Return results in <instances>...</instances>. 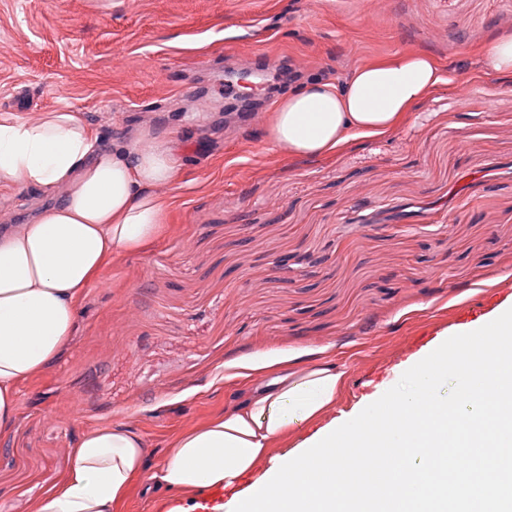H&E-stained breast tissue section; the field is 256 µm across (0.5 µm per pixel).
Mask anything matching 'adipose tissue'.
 <instances>
[{
	"label": "adipose tissue",
	"instance_id": "1",
	"mask_svg": "<svg viewBox=\"0 0 512 512\" xmlns=\"http://www.w3.org/2000/svg\"><path fill=\"white\" fill-rule=\"evenodd\" d=\"M440 81L437 62L423 51L376 59L344 82L314 80L276 98L265 136L291 157L330 155L355 136L396 129ZM181 175L180 154L148 124L107 146L66 107L0 112V193L31 190L42 201L24 222L0 217V431L15 422L19 384L67 347L81 299L104 282L112 259L174 232L169 195ZM342 385V371L323 361L259 379L223 414L183 430L154 470L133 428L87 430L40 512H119L142 481L187 494L235 486L274 440L334 405Z\"/></svg>",
	"mask_w": 512,
	"mask_h": 512
}]
</instances>
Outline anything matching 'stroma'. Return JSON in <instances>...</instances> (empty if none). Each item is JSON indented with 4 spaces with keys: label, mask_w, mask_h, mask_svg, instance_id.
<instances>
[{
    "label": "stroma",
    "mask_w": 512,
    "mask_h": 512,
    "mask_svg": "<svg viewBox=\"0 0 512 512\" xmlns=\"http://www.w3.org/2000/svg\"><path fill=\"white\" fill-rule=\"evenodd\" d=\"M512 0H0V112L68 107L105 142L142 117L171 139L183 176L174 235L116 258L89 289L75 334L18 389L0 435V512H39L88 429L128 425L161 464L185 428L240 400L263 366L325 360L344 371L334 407L276 444H313L449 337L512 304V81L483 71L480 45ZM264 52L257 83L227 73ZM421 49L442 81L383 136L291 158L233 99ZM398 207L361 227L363 203ZM297 257L288 270L279 256Z\"/></svg>",
    "instance_id": "1"
}]
</instances>
